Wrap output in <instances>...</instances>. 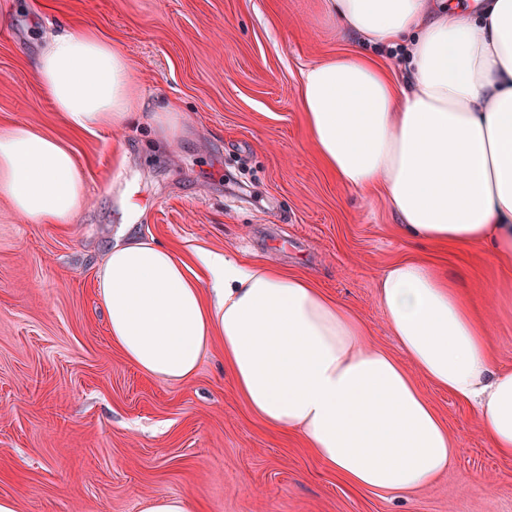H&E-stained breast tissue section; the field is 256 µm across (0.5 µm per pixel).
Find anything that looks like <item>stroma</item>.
I'll return each mask as SVG.
<instances>
[{
	"label": "stroma",
	"instance_id": "obj_1",
	"mask_svg": "<svg viewBox=\"0 0 512 512\" xmlns=\"http://www.w3.org/2000/svg\"><path fill=\"white\" fill-rule=\"evenodd\" d=\"M88 24L122 46L142 92L119 130L68 128L33 69L47 35ZM361 46L324 0H0V127L53 132L86 183L72 224L27 223L0 198V496L20 512H140L160 493L202 512H512V458L427 380L456 452L428 486L385 499L253 417L222 348L165 382L112 346L95 277L129 224L189 262L202 248L307 276L393 353L376 276L426 256L487 311L492 360L512 369V273L471 246L406 241L381 196L340 186L315 154L300 72ZM172 101L186 133L165 145L152 115Z\"/></svg>",
	"mask_w": 512,
	"mask_h": 512
}]
</instances>
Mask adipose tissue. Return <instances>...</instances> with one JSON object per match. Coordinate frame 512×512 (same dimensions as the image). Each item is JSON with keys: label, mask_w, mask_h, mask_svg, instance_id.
<instances>
[{"label": "adipose tissue", "mask_w": 512, "mask_h": 512, "mask_svg": "<svg viewBox=\"0 0 512 512\" xmlns=\"http://www.w3.org/2000/svg\"><path fill=\"white\" fill-rule=\"evenodd\" d=\"M366 42L405 48V75L346 52L301 72V110L324 168L380 190L409 239L468 245L512 269V0H325ZM36 77L75 130L123 128L142 106L132 64L94 33L51 38ZM86 192L71 150L25 124L0 128V197L32 224L75 223ZM97 293L113 346L143 374L192 380L214 344L250 412L298 433L349 486L400 497L448 468L455 444L415 377L471 403L512 456V370L486 317L417 257L386 266L377 297L400 355L311 279L200 249L195 265L148 239L116 242Z\"/></svg>", "instance_id": "obj_1"}]
</instances>
